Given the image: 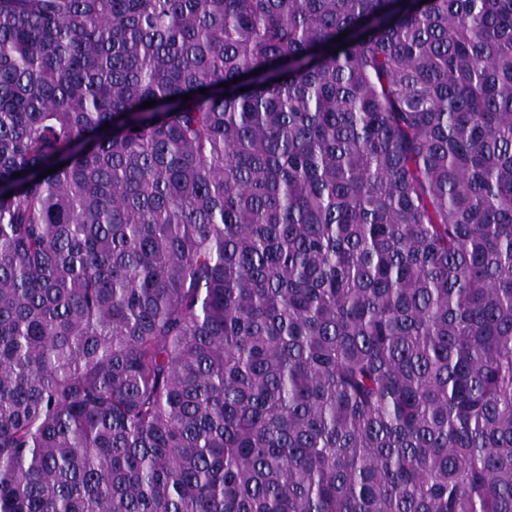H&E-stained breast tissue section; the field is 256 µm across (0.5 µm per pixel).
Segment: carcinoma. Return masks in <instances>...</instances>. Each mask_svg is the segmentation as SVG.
<instances>
[{"label":"carcinoma","instance_id":"cac0c4a2","mask_svg":"<svg viewBox=\"0 0 512 512\" xmlns=\"http://www.w3.org/2000/svg\"><path fill=\"white\" fill-rule=\"evenodd\" d=\"M0 512H512V0H0Z\"/></svg>","mask_w":512,"mask_h":512}]
</instances>
